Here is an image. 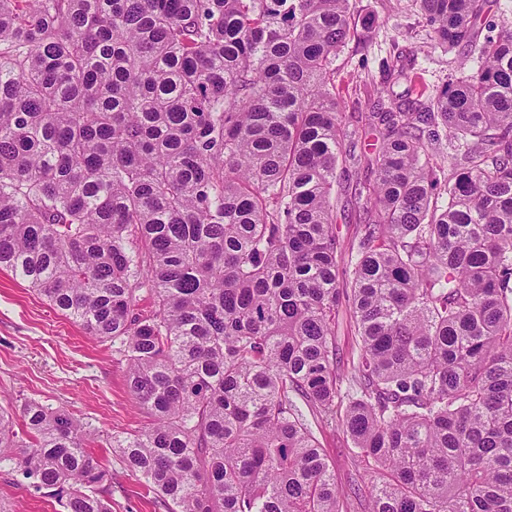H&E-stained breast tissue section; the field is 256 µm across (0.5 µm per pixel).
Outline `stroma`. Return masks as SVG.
I'll use <instances>...</instances> for the list:
<instances>
[{"label": "stroma", "instance_id": "1", "mask_svg": "<svg viewBox=\"0 0 512 512\" xmlns=\"http://www.w3.org/2000/svg\"><path fill=\"white\" fill-rule=\"evenodd\" d=\"M356 18L369 19V33L351 37L333 63V83L350 128L359 132L356 165L336 169L333 216L339 285H350L358 235L352 187L374 179L370 159L380 141L363 121L365 105L383 87L381 64L404 54L414 62L416 88L433 93L460 71L477 66L470 48L435 44L431 30L413 0H353ZM338 372L350 379L359 338L348 304L338 307L335 327ZM127 362L111 340L90 337L82 327L55 312L27 283L0 271V405L21 408L29 401L63 407L75 415L95 440L88 452L112 478V512H158L140 476L127 471L112 448L113 438L139 433L151 423L135 403L126 383ZM331 472L342 491V512H369L370 492L377 481L366 470L350 437L340 425L313 424ZM0 512H64L50 490L31 487L11 463H0Z\"/></svg>", "mask_w": 512, "mask_h": 512}]
</instances>
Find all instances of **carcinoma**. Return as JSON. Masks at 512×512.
<instances>
[{"mask_svg":"<svg viewBox=\"0 0 512 512\" xmlns=\"http://www.w3.org/2000/svg\"><path fill=\"white\" fill-rule=\"evenodd\" d=\"M416 5L479 65L370 104L348 289L350 0H0V270L120 343L152 423L112 447L164 512H341L309 415L379 471L370 512H512V29L477 43L483 0ZM21 417L0 408V449L29 485L112 512L73 415ZM335 343L338 373L342 381V393H344L349 388L348 379H351L353 362L357 361L359 350V338L354 327L352 313L344 299H342V304L339 305L336 315Z\"/></svg>","mask_w":512,"mask_h":512,"instance_id":"carcinoma-1","label":"carcinoma"}]
</instances>
